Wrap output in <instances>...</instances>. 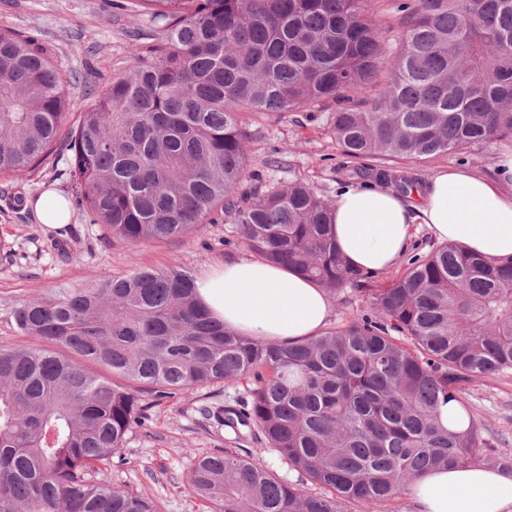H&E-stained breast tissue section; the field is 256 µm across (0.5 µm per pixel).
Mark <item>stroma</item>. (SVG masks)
<instances>
[{
	"label": "stroma",
	"instance_id": "obj_1",
	"mask_svg": "<svg viewBox=\"0 0 512 512\" xmlns=\"http://www.w3.org/2000/svg\"><path fill=\"white\" fill-rule=\"evenodd\" d=\"M8 20L21 32L34 34L72 80L69 110L79 116L93 104V91L133 63L131 47L148 42L155 33L149 17L114 8L113 0H0V21ZM250 167L268 182L299 178L326 196L348 185L343 167L347 160L337 146L323 112H291L285 117L250 121ZM496 145H477L463 155H442L422 162L400 161V169L427 180L440 168L454 165L483 175L494 172ZM280 168L269 169V160ZM66 160L46 169L40 177L0 176V189L11 188L13 199L0 197V238L11 246L12 261H0V348L14 346L18 334L10 315L14 301L37 296L61 284L89 285L100 276H121L137 267L180 266L194 276L236 257L248 248L235 225L206 224L201 230L161 243L146 242L131 248L109 239L103 227L89 223L79 207H71V221L61 240L77 254L47 250L50 226L39 223L28 205L30 198L53 187L70 194ZM246 382H224L187 389L152 407L143 426L127 436L112 459L106 478L158 502L162 512H205L187 482L189 460L224 449H238L271 465L279 475L288 468L255 439L251 428L240 432L205 419L203 408L237 406L246 397ZM468 400L485 438L512 445V380L486 379L471 385Z\"/></svg>",
	"mask_w": 512,
	"mask_h": 512
}]
</instances>
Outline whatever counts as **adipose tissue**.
I'll use <instances>...</instances> for the list:
<instances>
[{"mask_svg":"<svg viewBox=\"0 0 512 512\" xmlns=\"http://www.w3.org/2000/svg\"><path fill=\"white\" fill-rule=\"evenodd\" d=\"M418 224L437 241L512 261V150L499 153L492 177L444 167L414 198L372 184L344 187L333 199L341 253L373 275L402 262ZM197 284L202 305L243 336L300 342L318 335L333 312L323 288L260 258L228 260ZM411 512H512V472L480 462L431 471L414 485Z\"/></svg>","mask_w":512,"mask_h":512,"instance_id":"1","label":"adipose tissue"}]
</instances>
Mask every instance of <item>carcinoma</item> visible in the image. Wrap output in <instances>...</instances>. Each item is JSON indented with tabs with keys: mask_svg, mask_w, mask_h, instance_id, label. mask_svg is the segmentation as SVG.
<instances>
[{
	"mask_svg": "<svg viewBox=\"0 0 512 512\" xmlns=\"http://www.w3.org/2000/svg\"><path fill=\"white\" fill-rule=\"evenodd\" d=\"M376 0H124L164 36L96 92L78 124L68 85L38 39L0 24V175L36 174L72 152L75 203L131 247L227 219L264 260L336 293L369 274L330 232L333 199L300 179L244 183V114L334 103L349 174L418 179L371 159L421 161L512 139V0H393L404 29L384 54ZM369 311L301 344L239 336L201 307L195 278L136 268L59 285L11 306L19 342L0 349V512H161L95 474L160 399L254 380L224 423L253 425L296 481L231 449L190 460L208 512H381L426 471L512 448L482 436L467 385L512 378V261L444 243L369 289ZM468 419L454 432L441 402ZM324 489L316 495L306 483Z\"/></svg>",
	"mask_w": 512,
	"mask_h": 512,
	"instance_id": "obj_1",
	"label": "carcinoma"
}]
</instances>
